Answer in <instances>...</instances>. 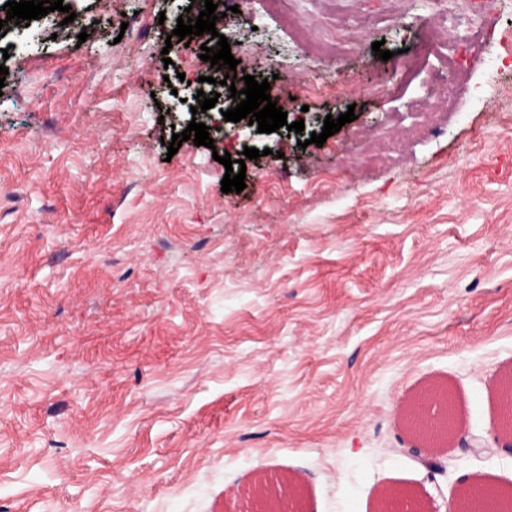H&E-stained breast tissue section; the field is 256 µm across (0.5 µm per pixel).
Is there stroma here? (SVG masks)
Here are the masks:
<instances>
[{"mask_svg": "<svg viewBox=\"0 0 512 512\" xmlns=\"http://www.w3.org/2000/svg\"><path fill=\"white\" fill-rule=\"evenodd\" d=\"M63 2L72 23L0 28V512H256L262 474L302 482L282 496L297 512H376L390 488L448 512L460 485L512 489L495 442L512 373V0H488L455 79L448 47L422 51L428 0H237V76L270 79L304 130L229 121L173 155L165 139L211 121L189 109L200 45L164 49L192 0ZM292 15L349 50L303 51ZM436 82L454 109L433 134L397 163L351 164L413 103L437 109ZM225 152L245 162L241 192L221 190ZM437 383L463 439L430 470L401 414Z\"/></svg>", "mask_w": 512, "mask_h": 512, "instance_id": "35a3bbf8", "label": "stroma"}]
</instances>
